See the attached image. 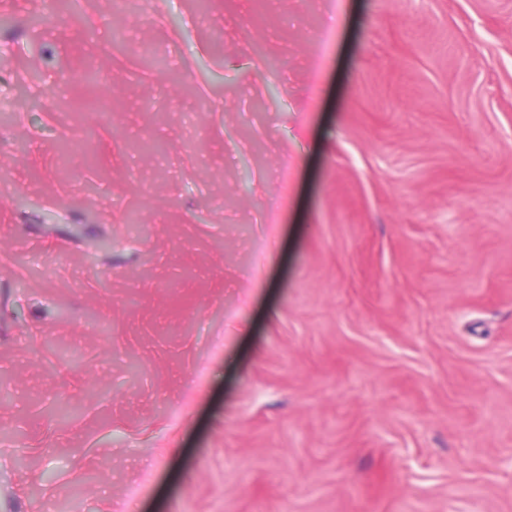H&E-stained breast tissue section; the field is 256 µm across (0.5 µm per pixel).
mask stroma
Here are the masks:
<instances>
[{
  "instance_id": "35a3bbf8",
  "label": "stroma",
  "mask_w": 512,
  "mask_h": 512,
  "mask_svg": "<svg viewBox=\"0 0 512 512\" xmlns=\"http://www.w3.org/2000/svg\"><path fill=\"white\" fill-rule=\"evenodd\" d=\"M0 512H512V0H0Z\"/></svg>"
}]
</instances>
